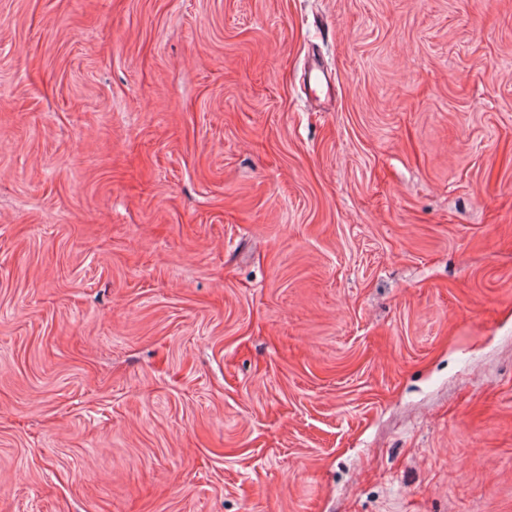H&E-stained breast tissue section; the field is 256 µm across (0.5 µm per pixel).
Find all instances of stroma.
I'll return each mask as SVG.
<instances>
[{"label":"stroma","mask_w":512,"mask_h":512,"mask_svg":"<svg viewBox=\"0 0 512 512\" xmlns=\"http://www.w3.org/2000/svg\"><path fill=\"white\" fill-rule=\"evenodd\" d=\"M0 512H512V0H0Z\"/></svg>","instance_id":"obj_1"}]
</instances>
